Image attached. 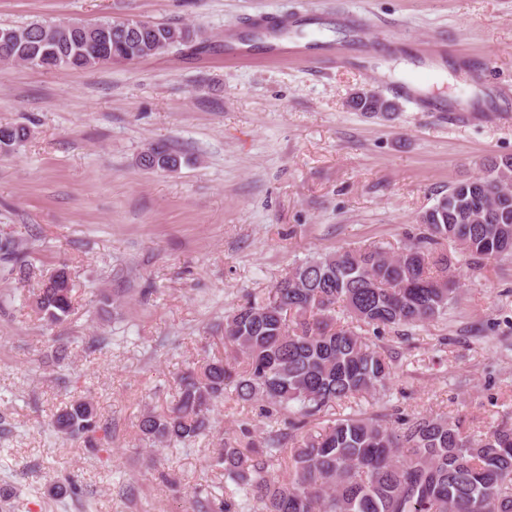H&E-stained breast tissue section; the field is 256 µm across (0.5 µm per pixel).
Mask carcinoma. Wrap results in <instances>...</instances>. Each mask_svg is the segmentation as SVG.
<instances>
[{"label": "carcinoma", "instance_id": "carcinoma-1", "mask_svg": "<svg viewBox=\"0 0 512 512\" xmlns=\"http://www.w3.org/2000/svg\"><path fill=\"white\" fill-rule=\"evenodd\" d=\"M0 63L45 71L79 70L114 62L135 63L194 42L190 26L131 20L32 21L0 26ZM22 125H0V154L27 141ZM150 171H174L180 157L153 142L138 156ZM420 232L394 252L375 247L338 249L292 267L262 301L247 299L224 316V346L242 356V367L214 356L178 383L174 402L140 422L151 446L189 445L209 429L208 414L230 391L261 399L292 416L290 433L269 432L262 448L226 442L217 449L228 499H204L209 512H512V413L504 412L474 437L463 420L415 415L401 430L377 415L353 412L316 435L295 437L307 420L337 402L388 397L392 357L362 336L374 330L425 326L460 299L452 260L437 252L448 242L475 269L512 260V156L484 165L482 175L448 187L420 219ZM0 260L28 282L34 266L10 237H0ZM34 303L45 320L62 323L74 313L66 267L38 281ZM341 307L350 317L336 318ZM69 438H112L87 399L72 400L52 419ZM103 436H97V433ZM292 441L288 476L271 470L284 440Z\"/></svg>", "mask_w": 512, "mask_h": 512}]
</instances>
